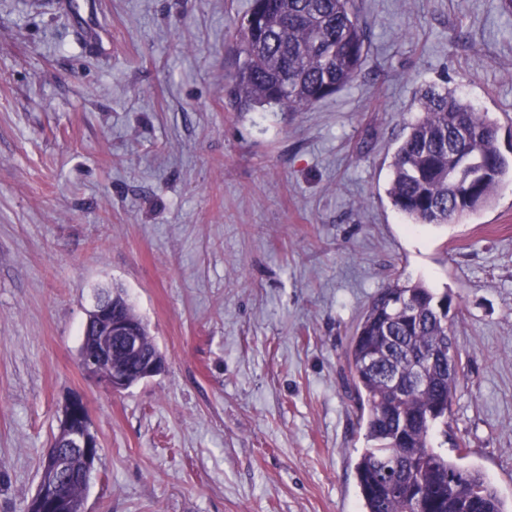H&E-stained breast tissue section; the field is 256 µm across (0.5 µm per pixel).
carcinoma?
Returning <instances> with one entry per match:
<instances>
[{"label":"carcinoma","instance_id":"cac0c4a2","mask_svg":"<svg viewBox=\"0 0 512 512\" xmlns=\"http://www.w3.org/2000/svg\"><path fill=\"white\" fill-rule=\"evenodd\" d=\"M237 33L239 58L224 85L235 112H300L335 96L361 69L368 41L354 0H251ZM420 104L393 156L388 195L414 224L453 223L491 201L512 160L499 148L498 124L453 91L430 86ZM450 304L446 293L395 278L352 336L348 361L367 442L355 464L360 512H512L484 473L431 445L435 431L448 432L461 385L459 363L448 367ZM417 355L434 356L419 386L410 381ZM388 369L401 372V388L385 382ZM72 465L78 506L88 479L79 460Z\"/></svg>","mask_w":512,"mask_h":512}]
</instances>
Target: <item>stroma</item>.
<instances>
[{
    "label": "stroma",
    "mask_w": 512,
    "mask_h": 512,
    "mask_svg": "<svg viewBox=\"0 0 512 512\" xmlns=\"http://www.w3.org/2000/svg\"><path fill=\"white\" fill-rule=\"evenodd\" d=\"M249 6L0 0V512H24L75 395L100 443L86 512H359L346 351L396 275L459 315L434 447L512 501V183L440 225L387 194L421 87L455 90L512 150V12L356 0L369 43L347 88L236 112ZM116 289L165 358L119 393L80 364Z\"/></svg>",
    "instance_id": "35a3bbf8"
}]
</instances>
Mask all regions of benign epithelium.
Here are the masks:
<instances>
[{"mask_svg":"<svg viewBox=\"0 0 512 512\" xmlns=\"http://www.w3.org/2000/svg\"><path fill=\"white\" fill-rule=\"evenodd\" d=\"M93 313L107 323L108 335L104 337L96 354L83 361V368L87 374L113 392L125 390L129 384L127 373L116 369L106 373L98 370V363L112 357L115 350L137 363L138 377L143 380L154 376L162 369L163 360L142 350L137 325L114 317L109 300L99 298ZM62 425L67 432L65 450L55 453L52 458L45 461L38 484L37 502L43 508V512H48L65 495L70 473V454L79 456L88 473L91 472L98 457L99 443L89 428L88 409L82 397L73 396L65 403Z\"/></svg>","mask_w":512,"mask_h":512,"instance_id":"benign-epithelium-1","label":"benign epithelium"}]
</instances>
